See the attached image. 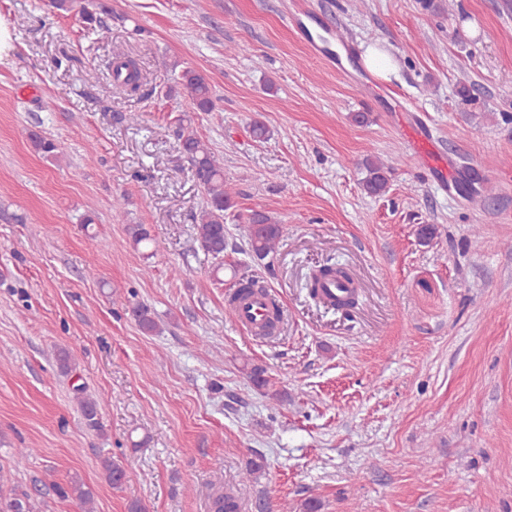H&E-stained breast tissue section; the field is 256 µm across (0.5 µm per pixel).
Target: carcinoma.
Returning a JSON list of instances; mask_svg holds the SVG:
<instances>
[{
	"mask_svg": "<svg viewBox=\"0 0 512 512\" xmlns=\"http://www.w3.org/2000/svg\"><path fill=\"white\" fill-rule=\"evenodd\" d=\"M107 13L106 6L99 0H90L81 7L83 19L98 28L100 39L110 38V26L106 21L97 17L98 13ZM172 69H180L175 82L182 86L195 109L200 112H212L215 104L208 76L191 67H180V62L171 64ZM32 147L39 153L56 156L62 153L61 144L39 133H29ZM179 152L187 159L194 179L203 189L206 205L202 208L195 224L196 240L202 250L215 260L224 259L226 241L224 238V212L234 207L233 195L228 183L224 180V160L220 158L209 145L192 132L177 131ZM367 175L362 181L363 190L369 195H380L385 192L389 181L391 167L381 160L365 161ZM249 251L254 260L262 262L273 257L280 240L288 232L285 224L275 221L269 214L252 210L245 217ZM127 235L132 244L147 247L152 238L149 230L143 224H129ZM131 316L139 327L148 334L159 332V324L152 317L149 307L139 304L131 309ZM246 378L253 388L265 397L283 403L288 400V392L274 388L266 367L259 364L246 363L243 366ZM79 395L82 415L91 427L100 426L99 405L84 390V386L73 387ZM106 480L114 488L122 485L125 478L124 465L115 459L107 457L102 462ZM57 493L63 498L78 500L85 512H94V495L91 488L77 478L70 480L65 487H57ZM43 497L42 489L33 485L27 490L0 497V512H40L39 506Z\"/></svg>",
	"mask_w": 512,
	"mask_h": 512,
	"instance_id": "1",
	"label": "carcinoma"
}]
</instances>
